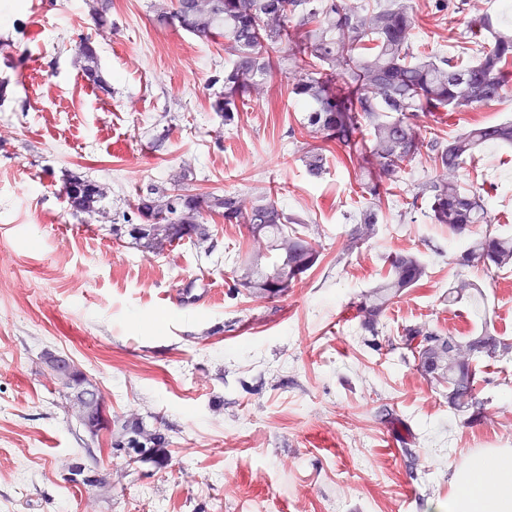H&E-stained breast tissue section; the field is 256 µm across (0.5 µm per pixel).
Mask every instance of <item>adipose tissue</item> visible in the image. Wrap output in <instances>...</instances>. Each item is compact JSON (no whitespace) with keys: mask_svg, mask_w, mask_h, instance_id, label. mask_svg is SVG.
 I'll return each mask as SVG.
<instances>
[{"mask_svg":"<svg viewBox=\"0 0 512 512\" xmlns=\"http://www.w3.org/2000/svg\"><path fill=\"white\" fill-rule=\"evenodd\" d=\"M455 482L454 492L433 504V512H512V449L471 455Z\"/></svg>","mask_w":512,"mask_h":512,"instance_id":"obj_1","label":"adipose tissue"}]
</instances>
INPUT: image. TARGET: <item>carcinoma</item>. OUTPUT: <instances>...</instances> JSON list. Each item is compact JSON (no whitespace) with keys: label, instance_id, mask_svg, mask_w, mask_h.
I'll use <instances>...</instances> for the list:
<instances>
[{"label":"carcinoma","instance_id":"carcinoma-1","mask_svg":"<svg viewBox=\"0 0 512 512\" xmlns=\"http://www.w3.org/2000/svg\"><path fill=\"white\" fill-rule=\"evenodd\" d=\"M465 6L466 0H460L448 13V39L471 56L466 63L458 53L420 49L409 0H386L374 7L363 0H171L157 20L200 39H224L230 64L210 84H222L213 108L226 125L240 107L262 97L273 70L288 73L291 93L306 110L310 142L303 161L310 177L325 173L324 144L336 145L351 160L368 148L380 180L361 184V207L345 234V252L377 236L382 197L399 193L405 199L399 217L426 208L432 223L445 224L450 234L469 241L461 265H481L495 274L512 268V236L496 232L485 189L465 184L461 172L486 146L512 147V120L448 139L420 122L439 112L473 110L501 98L512 85V30L503 25L504 11L456 19ZM88 7L95 24L105 26L108 0H91ZM77 51L87 80L108 91L91 39L79 38ZM422 157L431 163L430 178L405 182L407 169ZM62 191L75 215L90 217L105 200L95 181L78 174L66 179ZM216 213L226 224L243 225L252 240L234 287L254 298L285 295L320 261L319 233L285 212L272 195L200 194L179 181L169 188L149 183L140 189L133 213L123 210L112 219V237L128 238L141 253L157 256L185 239H208V217ZM386 263L387 279L360 304V325L373 336L389 301L420 285L426 274L425 263L409 250L388 255ZM452 290L455 301L480 292L464 277ZM401 349L403 359L413 358L431 384L448 388L445 397L455 411L471 419L494 415L489 400L480 397L479 363L511 359L512 339L486 325L462 338L452 328L436 331L424 322L403 329ZM45 363L54 379L68 378L61 386L73 390L81 406L80 424L96 435L100 391L81 386L68 359L49 354Z\"/></svg>","mask_w":512,"mask_h":512}]
</instances>
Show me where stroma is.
Masks as SVG:
<instances>
[{
	"instance_id": "35a3bbf8",
	"label": "stroma",
	"mask_w": 512,
	"mask_h": 512,
	"mask_svg": "<svg viewBox=\"0 0 512 512\" xmlns=\"http://www.w3.org/2000/svg\"><path fill=\"white\" fill-rule=\"evenodd\" d=\"M87 0H0V505L7 512H430L447 501L469 456L512 448V363L482 365L479 387L507 414L470 423L414 362L392 350L427 322L470 336L489 325L512 338V270L493 276L457 260L466 239L425 214L399 218L383 198L377 237L350 255L342 242L359 205L357 162L328 146L309 177L305 110L287 74L232 124L211 106L209 81L229 56L160 24L169 0H112L95 29ZM91 36L110 86L83 75L75 44ZM512 119V87L476 110L439 119L442 136ZM70 173L94 177L105 209L73 215ZM185 181L195 192L276 193L317 226V266L263 304L234 285L246 228L209 219L210 237L156 257L114 240L110 220L139 186ZM467 183L492 184L499 232L512 233V149L485 148ZM407 247L424 282L393 300L379 335L357 303ZM481 296L449 303L458 278ZM214 301L178 304L184 281ZM68 355L108 398L112 422L89 437L47 373L45 351ZM93 463L105 486L70 482Z\"/></svg>"
}]
</instances>
